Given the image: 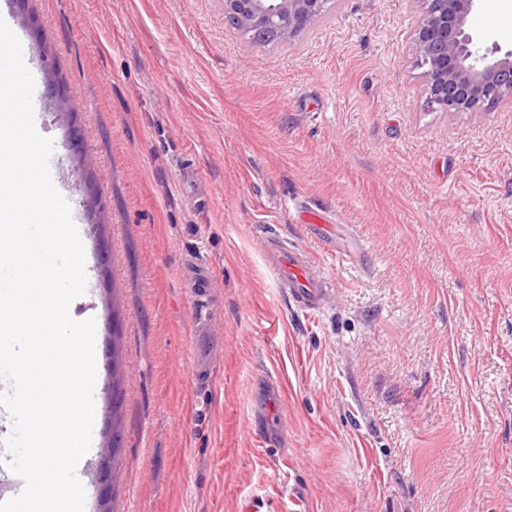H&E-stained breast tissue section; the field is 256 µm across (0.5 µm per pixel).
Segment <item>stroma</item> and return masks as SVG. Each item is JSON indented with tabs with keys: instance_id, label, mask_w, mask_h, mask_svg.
Listing matches in <instances>:
<instances>
[{
	"instance_id": "stroma-1",
	"label": "stroma",
	"mask_w": 512,
	"mask_h": 512,
	"mask_svg": "<svg viewBox=\"0 0 512 512\" xmlns=\"http://www.w3.org/2000/svg\"><path fill=\"white\" fill-rule=\"evenodd\" d=\"M28 8L104 216L95 235L35 38L0 0L85 253L98 362L85 512L103 498L110 512H284L292 492L300 512H512V102L427 109L413 0H340L273 47L225 25L224 0ZM269 232L320 268V313L281 293ZM200 256L214 283L201 339ZM198 354L203 395L185 374ZM266 407L280 442L254 431Z\"/></svg>"
}]
</instances>
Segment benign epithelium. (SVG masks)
I'll return each instance as SVG.
<instances>
[{"mask_svg": "<svg viewBox=\"0 0 512 512\" xmlns=\"http://www.w3.org/2000/svg\"><path fill=\"white\" fill-rule=\"evenodd\" d=\"M339 0H224V19L238 31L279 29L292 40ZM415 66L435 112H490L512 100V49L471 26L487 0H413Z\"/></svg>", "mask_w": 512, "mask_h": 512, "instance_id": "1", "label": "benign epithelium"}]
</instances>
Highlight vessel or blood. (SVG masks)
Here are the masks:
<instances>
[{
    "mask_svg": "<svg viewBox=\"0 0 512 512\" xmlns=\"http://www.w3.org/2000/svg\"><path fill=\"white\" fill-rule=\"evenodd\" d=\"M263 250L277 285L290 304L306 312L321 310L328 288L309 253L273 233L264 237Z\"/></svg>",
    "mask_w": 512,
    "mask_h": 512,
    "instance_id": "b4317fda",
    "label": "vessel or blood"
}]
</instances>
